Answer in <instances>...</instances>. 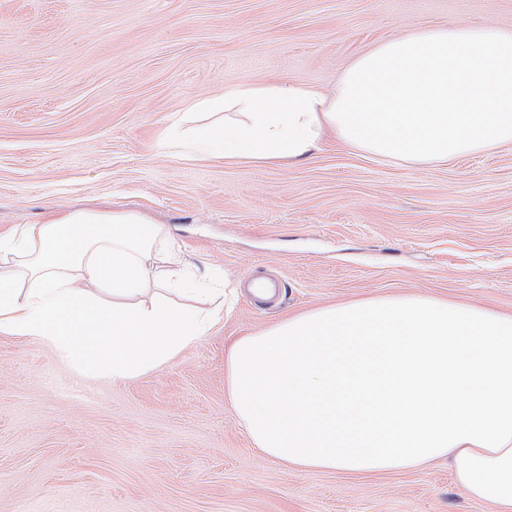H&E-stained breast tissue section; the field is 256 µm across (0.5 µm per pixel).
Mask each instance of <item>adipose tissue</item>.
Instances as JSON below:
<instances>
[{"label": "adipose tissue", "instance_id": "1", "mask_svg": "<svg viewBox=\"0 0 512 512\" xmlns=\"http://www.w3.org/2000/svg\"><path fill=\"white\" fill-rule=\"evenodd\" d=\"M329 133L386 163L512 145V27L382 40L332 94L227 87L186 103L161 146L290 167ZM165 237L134 213L72 211L16 228L0 238V335L112 381L159 369L216 320ZM226 381L260 456L355 474L448 456L473 498L512 512V314L422 294L333 304L235 341Z\"/></svg>", "mask_w": 512, "mask_h": 512}]
</instances>
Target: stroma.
<instances>
[{"instance_id":"obj_1","label":"stroma","mask_w":512,"mask_h":512,"mask_svg":"<svg viewBox=\"0 0 512 512\" xmlns=\"http://www.w3.org/2000/svg\"><path fill=\"white\" fill-rule=\"evenodd\" d=\"M486 22L512 25V0H0V236L135 212L234 290L205 336L125 381L0 335V512H496L444 458L349 474L256 455L225 361L238 338L339 302L512 313V147L393 165L329 136L289 168L159 147L192 99L246 81L331 91L379 41ZM250 270L282 281L277 301L246 297Z\"/></svg>"}]
</instances>
